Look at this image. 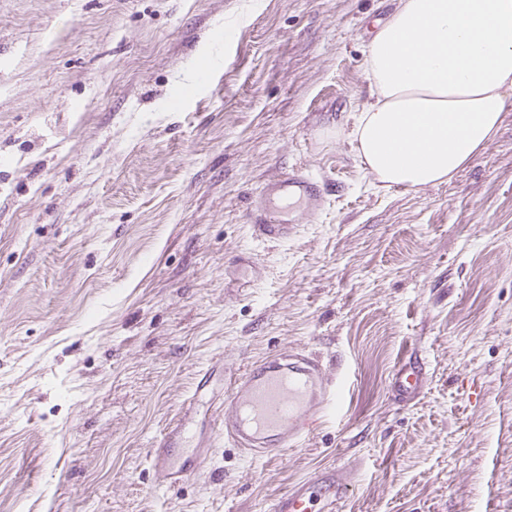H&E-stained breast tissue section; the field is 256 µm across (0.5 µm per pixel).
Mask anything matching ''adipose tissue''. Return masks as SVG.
Returning a JSON list of instances; mask_svg holds the SVG:
<instances>
[{
  "mask_svg": "<svg viewBox=\"0 0 512 512\" xmlns=\"http://www.w3.org/2000/svg\"><path fill=\"white\" fill-rule=\"evenodd\" d=\"M358 157L386 186L449 180L494 139L512 97V0H398L367 51Z\"/></svg>",
  "mask_w": 512,
  "mask_h": 512,
  "instance_id": "1",
  "label": "adipose tissue"
}]
</instances>
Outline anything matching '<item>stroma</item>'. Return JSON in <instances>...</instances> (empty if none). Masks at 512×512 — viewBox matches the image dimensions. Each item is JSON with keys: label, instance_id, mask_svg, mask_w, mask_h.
Instances as JSON below:
<instances>
[{"label": "stroma", "instance_id": "1", "mask_svg": "<svg viewBox=\"0 0 512 512\" xmlns=\"http://www.w3.org/2000/svg\"><path fill=\"white\" fill-rule=\"evenodd\" d=\"M395 4L0 0V512H269L327 465L341 512H512V99L450 181L378 184L349 133ZM296 166L324 207L255 241ZM300 349L349 386L341 418L257 459L210 443L215 387L204 469L160 485L201 370ZM426 380L423 359L412 352H406L395 365L389 382V393L399 404L411 403L421 395Z\"/></svg>", "mask_w": 512, "mask_h": 512}]
</instances>
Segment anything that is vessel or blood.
<instances>
[{"label": "vessel or blood", "mask_w": 512, "mask_h": 512, "mask_svg": "<svg viewBox=\"0 0 512 512\" xmlns=\"http://www.w3.org/2000/svg\"><path fill=\"white\" fill-rule=\"evenodd\" d=\"M328 194L327 183L299 169L266 183L261 205L248 215L253 236L262 242L287 240L296 229L287 211L299 208L314 215ZM426 380L423 359L407 352L395 365L389 392L397 403L408 404L421 395ZM224 385L222 400L211 412V438L260 458L300 447L326 419L335 417L341 403V391L325 375L320 359L304 350L274 355L240 373H225ZM149 458L152 471L172 487L203 466L206 451L183 419L167 429ZM349 494L330 468L288 488L275 499L271 512H338Z\"/></svg>", "instance_id": "obj_1"}]
</instances>
